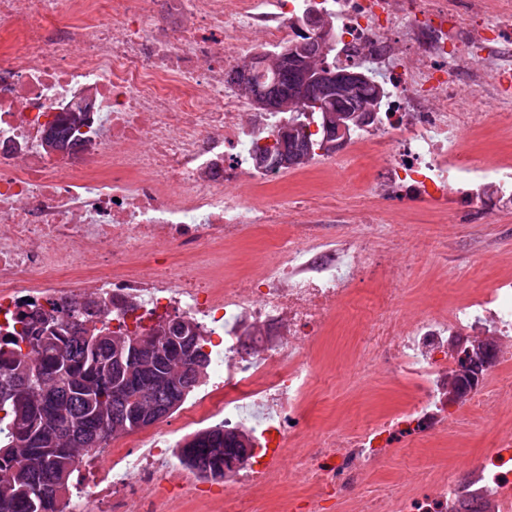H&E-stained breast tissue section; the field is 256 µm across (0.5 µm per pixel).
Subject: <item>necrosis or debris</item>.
Returning a JSON list of instances; mask_svg holds the SVG:
<instances>
[{
    "instance_id": "obj_1",
    "label": "necrosis or debris",
    "mask_w": 512,
    "mask_h": 512,
    "mask_svg": "<svg viewBox=\"0 0 512 512\" xmlns=\"http://www.w3.org/2000/svg\"><path fill=\"white\" fill-rule=\"evenodd\" d=\"M309 10L335 21L339 63L367 60L388 92L345 151L267 170L256 154L283 115L252 111L229 78ZM481 99L511 132L512 0H0V327L27 303L88 296L131 326L194 320L219 348L190 416L256 447L212 494L171 480L167 433L112 444L97 512H512L511 425L465 472L444 458L371 478L402 442L434 448L512 414V278L411 317L390 305L402 266L388 249L412 217L392 199L420 197L438 224L491 218L487 188L512 206V158H473ZM54 125L74 137L48 143ZM290 175L320 187L289 192ZM257 233L266 257L225 280L227 250ZM365 278L380 312L359 321ZM340 324L358 339L357 385L382 374L407 396L315 432L320 347ZM472 341L494 373L455 409L454 350Z\"/></svg>"
}]
</instances>
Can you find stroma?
I'll use <instances>...</instances> for the list:
<instances>
[{"instance_id":"35a3bbf8","label":"stroma","mask_w":512,"mask_h":512,"mask_svg":"<svg viewBox=\"0 0 512 512\" xmlns=\"http://www.w3.org/2000/svg\"><path fill=\"white\" fill-rule=\"evenodd\" d=\"M437 236L446 239V254L426 255L411 261L397 305L398 313H406L415 303L431 301L438 289L453 292L459 288H484L499 275L512 274L511 208H501L493 221L485 224H433L424 213L409 223L404 243L411 247L417 241ZM353 346V337L340 328L326 340L322 356L332 371L323 377L310 404L311 421H318L331 408L337 410L341 425L362 420V413L353 409L357 398L350 384L353 368L345 362ZM498 422V417H490L462 442L434 448L425 454L418 448L403 446L395 458L376 470L375 475L386 479L397 469L415 465L427 467L448 454L456 455L459 467H466L471 455L489 447L492 430Z\"/></svg>"}]
</instances>
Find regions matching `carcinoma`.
<instances>
[{"mask_svg":"<svg viewBox=\"0 0 512 512\" xmlns=\"http://www.w3.org/2000/svg\"><path fill=\"white\" fill-rule=\"evenodd\" d=\"M267 78L259 82L254 72ZM246 84L257 109L279 112L302 82L300 73L283 72L261 56L247 70ZM386 95L375 75L357 85L350 97L335 100L345 113ZM308 147L311 159L327 150L311 122L294 127L285 149ZM184 320H163L158 325L131 331L112 327L102 318L101 302L87 299L70 304L59 315L37 305L18 310L0 331V512H67L73 474L84 459L108 447L127 432L140 413L158 408L155 423L178 410L208 374L211 353L198 331L189 341L174 339ZM126 338L124 365L114 362L112 338ZM150 338L154 350L144 353L134 339ZM197 366L185 384L167 379V369L184 363ZM456 374L453 400L463 396L471 380L463 361ZM157 386L153 399L141 394V384ZM238 436L217 424L197 431L179 446L180 462L203 477L224 475V465L240 459Z\"/></svg>","mask_w":512,"mask_h":512,"instance_id":"carcinoma-1","label":"carcinoma"}]
</instances>
